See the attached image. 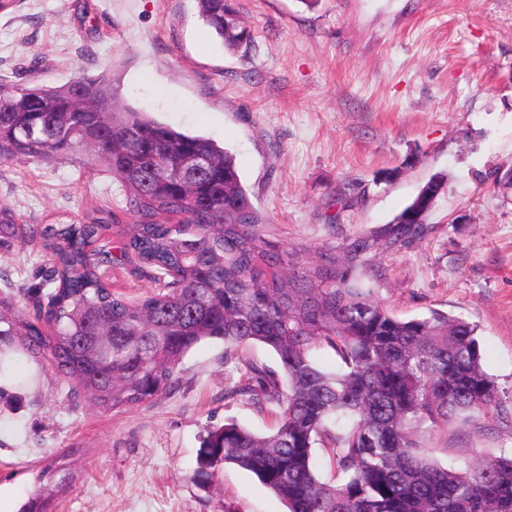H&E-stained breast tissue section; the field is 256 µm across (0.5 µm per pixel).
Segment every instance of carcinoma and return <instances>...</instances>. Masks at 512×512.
<instances>
[{"instance_id":"1","label":"carcinoma","mask_w":512,"mask_h":512,"mask_svg":"<svg viewBox=\"0 0 512 512\" xmlns=\"http://www.w3.org/2000/svg\"><path fill=\"white\" fill-rule=\"evenodd\" d=\"M224 44L248 48L252 33L228 0H196ZM98 109L72 112L69 85L36 89L0 81V162L63 160L78 148L121 186L123 206L55 224H25L0 204V240L41 241L43 283L20 287L29 313L0 302V374L16 348L71 382L103 411H127L171 391L180 360L215 340L231 353L249 343L276 355L281 372L250 367L225 393L276 417L261 436L227 422L208 430L196 476L227 465L253 473L288 512H512V454L464 468L439 465L424 434L485 418L497 389L483 370L477 326L432 310L400 319L374 301L363 276L369 254L425 239L448 175H434L389 223L307 257L281 250L254 206L235 159L216 141L187 134L133 108L112 106L109 77H84ZM132 222L125 223L126 218ZM116 224L120 258L150 271L151 291L112 289L104 232ZM101 245H96V242ZM333 349L341 364L320 367ZM342 479H323L315 445ZM45 488L18 512H49Z\"/></svg>"}]
</instances>
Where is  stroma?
Here are the masks:
<instances>
[{"label":"stroma","mask_w":512,"mask_h":512,"mask_svg":"<svg viewBox=\"0 0 512 512\" xmlns=\"http://www.w3.org/2000/svg\"><path fill=\"white\" fill-rule=\"evenodd\" d=\"M0 78L30 87L107 75L116 102L213 138L234 156L281 246L331 247L388 223L431 175L448 185L424 240L376 257L371 296L402 319L436 309L479 327L498 401L485 420L426 434L445 466L512 451V0H231L254 36L225 50L196 0H5ZM121 192L86 150L71 160L0 163V203L30 224L114 210ZM40 242L0 245V300L39 282ZM278 370L255 344L205 340L179 385L138 408L102 412L35 363L0 380V512L40 489L36 470L67 452L53 512H285L249 471L195 479L207 431L274 418L225 389L250 366ZM29 377L17 391L12 375Z\"/></svg>","instance_id":"35a3bbf8"}]
</instances>
